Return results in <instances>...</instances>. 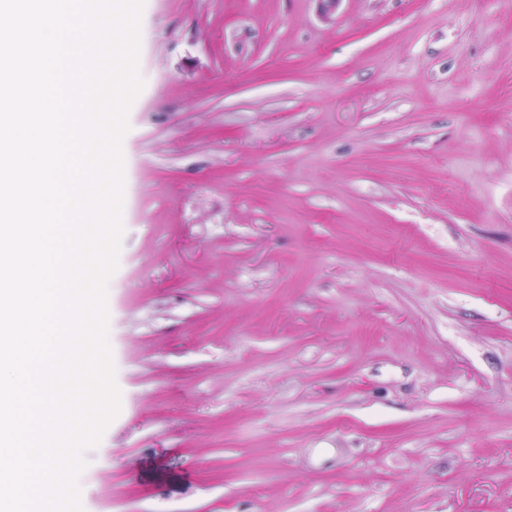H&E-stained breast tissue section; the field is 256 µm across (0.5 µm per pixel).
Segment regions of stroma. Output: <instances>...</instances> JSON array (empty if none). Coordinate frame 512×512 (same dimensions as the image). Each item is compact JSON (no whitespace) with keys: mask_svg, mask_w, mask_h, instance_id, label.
<instances>
[{"mask_svg":"<svg viewBox=\"0 0 512 512\" xmlns=\"http://www.w3.org/2000/svg\"><path fill=\"white\" fill-rule=\"evenodd\" d=\"M82 512H512V0H144Z\"/></svg>","mask_w":512,"mask_h":512,"instance_id":"1","label":"stroma"}]
</instances>
